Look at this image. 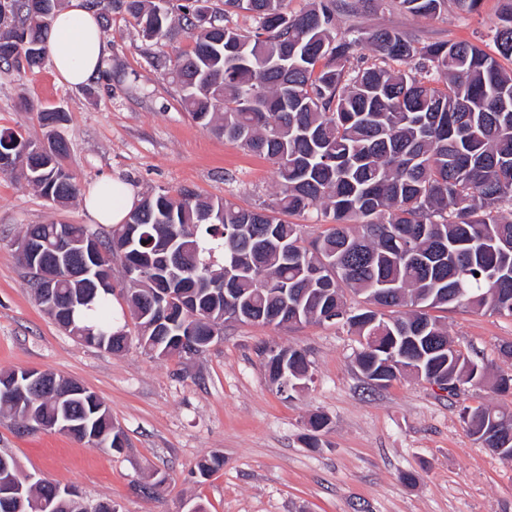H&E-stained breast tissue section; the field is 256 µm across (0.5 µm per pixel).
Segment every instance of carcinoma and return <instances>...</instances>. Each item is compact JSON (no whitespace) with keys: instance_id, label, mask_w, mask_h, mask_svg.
Segmentation results:
<instances>
[{"instance_id":"carcinoma-1","label":"carcinoma","mask_w":512,"mask_h":512,"mask_svg":"<svg viewBox=\"0 0 512 512\" xmlns=\"http://www.w3.org/2000/svg\"><path fill=\"white\" fill-rule=\"evenodd\" d=\"M109 0L131 16L144 38L164 45L189 31L191 50L157 57L173 72L192 117L276 167V208L244 209L206 199L191 188L145 198L126 222L103 239L82 224L74 234L96 242L100 275L122 259L127 300L139 328L114 327L113 294L88 295L68 317L69 334L98 348L123 352L132 341L157 358L183 357L208 346L211 329L276 316L277 326L343 322L363 338L357 366L363 381L387 386L397 379L392 355L408 375L448 379V394L481 384L484 365L455 348L434 311L467 308L512 315V69L469 41L419 45L410 34L376 28L336 31L345 0H313L299 14L285 0H224L201 24L198 2ZM492 29L497 53L512 59V0H500ZM401 9L430 17L448 0H398ZM58 0H12L0 28L28 34L48 54ZM232 10L253 14L243 33L224 24ZM370 46L385 61L353 64ZM401 64L398 69L386 62ZM18 71L35 62L19 52L0 54ZM50 128V152L29 150L21 133L0 131V156L53 204L78 187L62 160L67 144L55 133L59 110L39 112ZM321 216L328 228L307 240L302 225L284 215ZM178 237L171 265L178 280L153 272L167 242ZM229 268L224 293L207 287L212 273ZM176 331L153 327L160 292ZM361 298L348 304L346 293ZM291 384L309 372L306 354L288 348ZM39 422L66 416L84 422L112 447V416L92 392L63 401L33 389L27 396ZM473 439L512 462V415L478 406L464 411ZM310 444L329 426L309 421Z\"/></svg>"}]
</instances>
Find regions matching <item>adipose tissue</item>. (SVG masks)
<instances>
[{
    "label": "adipose tissue",
    "instance_id": "obj_1",
    "mask_svg": "<svg viewBox=\"0 0 512 512\" xmlns=\"http://www.w3.org/2000/svg\"><path fill=\"white\" fill-rule=\"evenodd\" d=\"M48 54L58 78L65 84L80 86L97 76L108 56V41L96 12L86 0H66L51 22ZM110 195L94 190L84 199V207L99 224L125 223L135 195L130 185L110 179Z\"/></svg>",
    "mask_w": 512,
    "mask_h": 512
}]
</instances>
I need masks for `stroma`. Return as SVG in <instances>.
I'll return each mask as SVG.
<instances>
[{
    "label": "stroma",
    "mask_w": 512,
    "mask_h": 512,
    "mask_svg": "<svg viewBox=\"0 0 512 512\" xmlns=\"http://www.w3.org/2000/svg\"><path fill=\"white\" fill-rule=\"evenodd\" d=\"M498 6L482 0L472 14L452 7L420 18L391 2L376 12L356 2L337 26L398 29L425 44L468 40L492 54ZM108 17L105 77L76 88L48 61L26 73L0 68V130L42 142L40 111L64 110L63 165L80 191L56 207L20 174H0V372L36 368L81 382L109 407L126 446L22 432L0 414V454L75 487L87 504L112 500L119 512H512V463L474 441L462 417L481 405L512 414V393L466 383L451 395L409 376L369 387L355 363L357 337L336 322L233 323L196 356L159 359L134 345L114 355L71 336L36 302L15 240L27 225L50 222L108 235L82 199L102 179L129 183L140 199L188 187L245 208L276 205L272 162L192 120L177 84L153 66L160 51L189 50L191 40L163 48L130 16ZM442 320L456 348L512 375L500 353L512 343V316L460 308ZM277 346L304 350L310 363L311 381L290 398L263 368L265 349ZM316 413L330 420L322 448L305 443ZM213 454L223 468L200 477L199 462Z\"/></svg>",
    "instance_id": "stroma-1"
}]
</instances>
